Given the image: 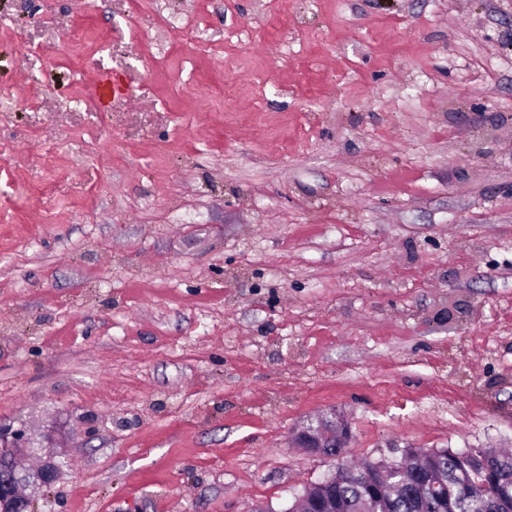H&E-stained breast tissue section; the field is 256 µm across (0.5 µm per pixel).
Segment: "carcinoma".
I'll return each mask as SVG.
<instances>
[{"mask_svg":"<svg viewBox=\"0 0 512 512\" xmlns=\"http://www.w3.org/2000/svg\"><path fill=\"white\" fill-rule=\"evenodd\" d=\"M371 467L370 461L352 466L336 483L313 487L312 494L336 499L338 512H512V455L472 448L463 456L439 448L428 461L412 460L395 492L377 474L382 488L377 497L365 481V470ZM434 482L447 487L444 498L433 493Z\"/></svg>","mask_w":512,"mask_h":512,"instance_id":"carcinoma-1","label":"carcinoma"}]
</instances>
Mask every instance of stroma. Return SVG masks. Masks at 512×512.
<instances>
[{"label": "stroma", "instance_id": "stroma-1", "mask_svg": "<svg viewBox=\"0 0 512 512\" xmlns=\"http://www.w3.org/2000/svg\"><path fill=\"white\" fill-rule=\"evenodd\" d=\"M329 411L349 463L512 450V0H0L35 512H288ZM336 438L338 447L342 448L330 451L326 443L331 438ZM351 439V432L348 425L339 423L336 427L335 419H328L327 417H321L316 423H309L306 426L296 429L292 434V442L299 448H305L309 453L340 459L343 455V451L347 447L348 442Z\"/></svg>", "mask_w": 512, "mask_h": 512}]
</instances>
